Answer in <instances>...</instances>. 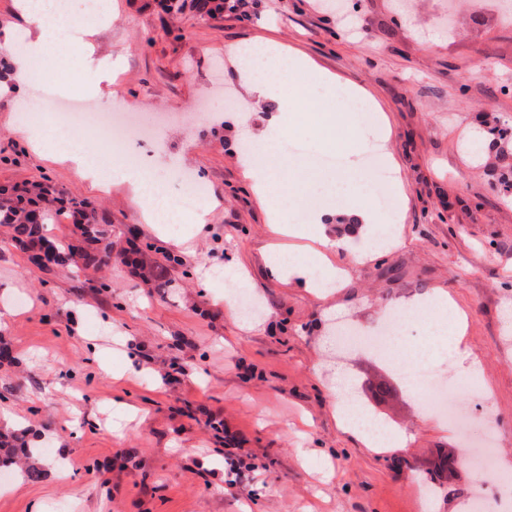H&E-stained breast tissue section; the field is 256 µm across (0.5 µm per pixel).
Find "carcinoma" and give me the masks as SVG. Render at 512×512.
Listing matches in <instances>:
<instances>
[{
	"instance_id": "cac0c4a2",
	"label": "carcinoma",
	"mask_w": 512,
	"mask_h": 512,
	"mask_svg": "<svg viewBox=\"0 0 512 512\" xmlns=\"http://www.w3.org/2000/svg\"><path fill=\"white\" fill-rule=\"evenodd\" d=\"M194 7L199 16L214 18L224 12V0H195ZM61 213L75 224L77 238L58 249L59 264L97 272L115 256L132 265L157 293L163 295L171 287L169 263L180 265L182 261L168 257L161 263L149 246L114 251L112 222L86 200L66 196L42 182L21 190L0 187V226L8 229L10 240L18 246L26 248L46 241L43 225L55 223ZM27 433L22 426L0 431V472L18 471L29 480H38L44 474L42 450L28 445Z\"/></svg>"
}]
</instances>
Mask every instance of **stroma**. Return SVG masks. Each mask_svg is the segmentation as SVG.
Segmentation results:
<instances>
[{"label": "stroma", "instance_id": "stroma-1", "mask_svg": "<svg viewBox=\"0 0 512 512\" xmlns=\"http://www.w3.org/2000/svg\"><path fill=\"white\" fill-rule=\"evenodd\" d=\"M100 2L103 22L72 0L94 54L59 55L53 99L137 113L167 191L179 194L185 168L217 205L207 223L163 238L123 188L98 192L13 135L11 96L0 94V184L49 182L181 260L161 297L120 263L99 279L39 270L0 227V345L11 352L0 361V426L27 427L46 469L36 482L1 479L0 512H463L473 497L494 498L512 478V195L502 184L512 155L500 159L489 129L512 128V19L476 12L474 0H456L449 22L446 0H248L247 17L207 20L160 0ZM269 39L361 87V110L387 119V134L364 127L352 169L311 122L287 130L279 149L322 160L293 188L307 209L344 207L341 180L369 193L376 155L397 182L400 241L380 255L288 239L289 257L309 264L321 249L342 270L322 297L300 275L270 274L278 239L241 165L276 106L247 93L227 50ZM106 58L112 83L89 96L86 76ZM206 263L242 269L260 312L228 309L225 281L206 280ZM442 298L463 312V343L481 366L485 400H460L470 432H499L480 473H437L440 456H463L465 434L422 411L401 375L412 344L431 339ZM393 306L407 324L392 361L341 353L337 324L377 335ZM340 376L360 411L408 436L405 450L340 428Z\"/></svg>", "mask_w": 512, "mask_h": 512}]
</instances>
